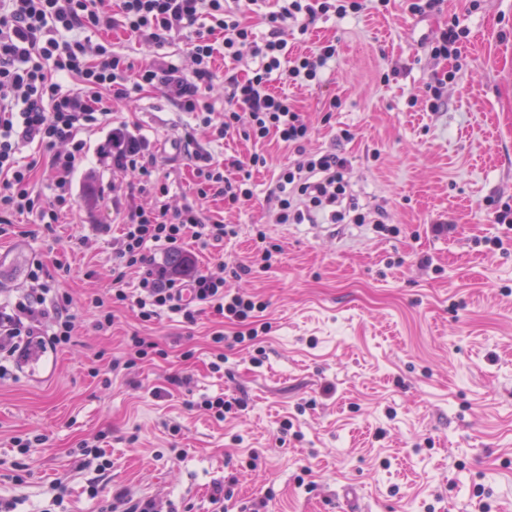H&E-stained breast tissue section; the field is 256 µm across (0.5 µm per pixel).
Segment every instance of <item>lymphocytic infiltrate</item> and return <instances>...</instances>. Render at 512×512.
<instances>
[{"label":"lymphocytic infiltrate","instance_id":"1","mask_svg":"<svg viewBox=\"0 0 512 512\" xmlns=\"http://www.w3.org/2000/svg\"><path fill=\"white\" fill-rule=\"evenodd\" d=\"M257 2L120 0L114 12L108 0H0V236L13 228L15 217L32 215L49 227L73 211V175L86 155L87 139L103 126L111 128L97 157L112 169V192L122 202V234L112 245L116 265L106 295L88 300L98 330H108L113 308L124 305L136 307L144 322L164 312L194 322L197 303L240 322L264 309L254 297L226 290L223 277L185 264L154 263L150 251L178 246L189 236L204 246L223 242L224 221L209 215L205 204L212 197L249 203L255 196L250 171L265 166V157L255 152L243 160L219 159L195 135H186L182 148L193 166L195 191L192 200L172 205L170 185L158 168L162 146L113 115L117 105L144 93H158L192 114L210 140L240 135L258 143L275 134L292 146L295 159L268 193L278 206L276 223L314 224L322 217L334 224L366 221L344 179L350 159L333 151L307 152L310 126L288 96L269 88L274 77L300 87L320 84L336 57L335 44L289 57V27L307 32L319 17L360 13L365 0H275L273 10L256 15ZM258 23L268 29L265 39L255 37ZM116 28L157 48L183 36L188 66L162 57L134 66L122 49L94 38L100 30ZM220 55L236 61L248 57L253 66L245 77H228L219 112L211 97ZM41 170L48 174L43 192L35 183ZM132 269L140 273L133 285L126 280ZM48 275L43 263H32L25 297L13 311L0 310V351L20 336L42 351L70 343L76 302L51 288Z\"/></svg>","mask_w":512,"mask_h":512}]
</instances>
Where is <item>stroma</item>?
Returning a JSON list of instances; mask_svg holds the SVG:
<instances>
[{
  "mask_svg": "<svg viewBox=\"0 0 512 512\" xmlns=\"http://www.w3.org/2000/svg\"><path fill=\"white\" fill-rule=\"evenodd\" d=\"M455 24L466 32L457 58L434 56ZM327 40L337 53L321 85L275 79L270 88L302 108L307 151L337 147L351 159V190L371 223L322 232L274 223L267 195L292 152L270 137L267 167L252 172L254 199L209 204L233 235L179 248L218 274L249 263L257 232L280 245L271 269L226 281L265 302L268 331L225 349L215 372L212 332L233 336L242 325L208 309L191 324L172 314L144 322L119 307L102 334L81 305L66 348L0 358L10 373L0 380V499H17L15 512H42L58 480L67 512H97L123 487L175 512H334L351 490L363 512H478L482 503L512 512V231L494 221L512 206V0H443L423 16L390 0L289 31L288 51ZM436 83L433 112L426 91ZM121 111L167 144L159 169L180 204L192 172L169 143L191 131L192 115L152 92ZM104 139L91 136L76 171L73 216L50 232L19 216L16 235L0 239V301L22 299L36 260L70 265L54 286L81 302L106 294L119 201L95 154ZM134 334L156 354L131 375H110ZM175 374L190 384H170ZM218 395L243 409L218 422L189 407ZM99 436L112 459L101 476L76 453ZM16 437L33 447L18 453ZM92 478L95 500L85 492ZM227 482L232 497L213 504L214 486Z\"/></svg>",
  "mask_w": 512,
  "mask_h": 512,
  "instance_id": "stroma-1",
  "label": "stroma"
}]
</instances>
